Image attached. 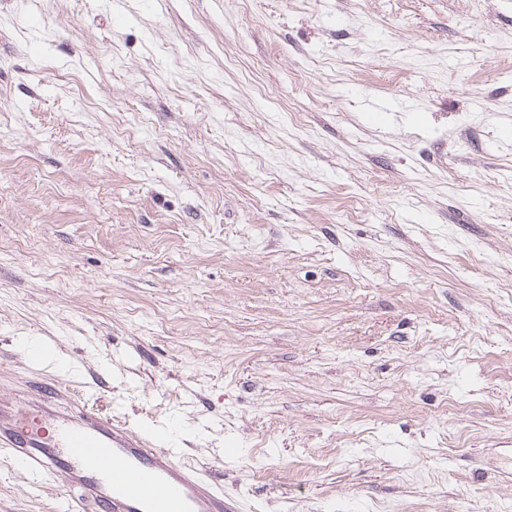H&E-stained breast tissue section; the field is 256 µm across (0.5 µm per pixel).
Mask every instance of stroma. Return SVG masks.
Wrapping results in <instances>:
<instances>
[{"label":"stroma","mask_w":512,"mask_h":512,"mask_svg":"<svg viewBox=\"0 0 512 512\" xmlns=\"http://www.w3.org/2000/svg\"><path fill=\"white\" fill-rule=\"evenodd\" d=\"M34 367L241 512H512V0H0Z\"/></svg>","instance_id":"stroma-1"}]
</instances>
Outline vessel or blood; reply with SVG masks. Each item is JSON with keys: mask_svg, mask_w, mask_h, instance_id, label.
<instances>
[{"mask_svg": "<svg viewBox=\"0 0 512 512\" xmlns=\"http://www.w3.org/2000/svg\"><path fill=\"white\" fill-rule=\"evenodd\" d=\"M0 455L38 481L63 475L70 512H240L178 449L134 434L57 379L35 377L24 396L0 398Z\"/></svg>", "mask_w": 512, "mask_h": 512, "instance_id": "obj_1", "label": "vessel or blood"}]
</instances>
